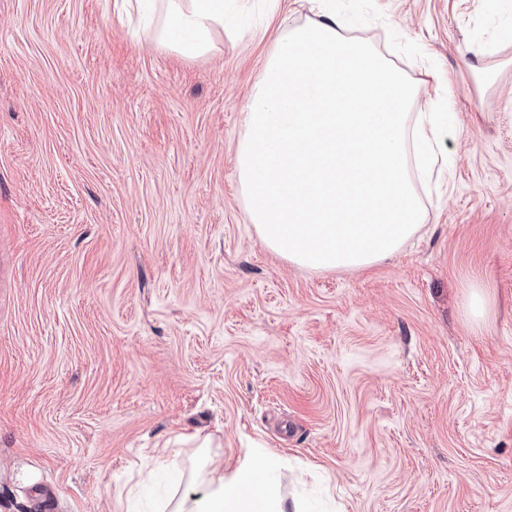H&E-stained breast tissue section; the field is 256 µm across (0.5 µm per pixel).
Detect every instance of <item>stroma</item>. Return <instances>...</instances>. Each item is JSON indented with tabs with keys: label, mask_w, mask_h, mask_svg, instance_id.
<instances>
[{
	"label": "stroma",
	"mask_w": 512,
	"mask_h": 512,
	"mask_svg": "<svg viewBox=\"0 0 512 512\" xmlns=\"http://www.w3.org/2000/svg\"><path fill=\"white\" fill-rule=\"evenodd\" d=\"M376 5L452 167L398 254L320 273L263 246L235 166L308 0H239L193 60L110 0H0V512H118L177 431L271 456L306 512H512V0ZM467 302L472 320L479 326L491 311V296L481 288H470Z\"/></svg>",
	"instance_id": "1"
}]
</instances>
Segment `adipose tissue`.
Masks as SVG:
<instances>
[{
  "label": "adipose tissue",
  "instance_id": "obj_1",
  "mask_svg": "<svg viewBox=\"0 0 512 512\" xmlns=\"http://www.w3.org/2000/svg\"><path fill=\"white\" fill-rule=\"evenodd\" d=\"M232 0H121L151 18L155 43L179 57L194 59L212 52L223 32ZM273 463L267 457L246 460L232 473L211 467L200 456L188 474L186 489L174 490L162 512H302L270 480Z\"/></svg>",
  "mask_w": 512,
  "mask_h": 512
}]
</instances>
